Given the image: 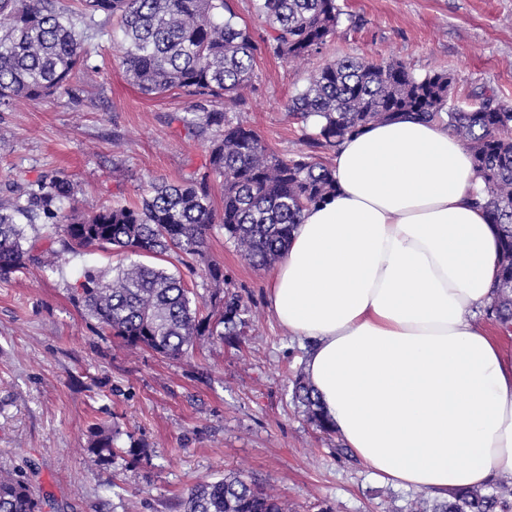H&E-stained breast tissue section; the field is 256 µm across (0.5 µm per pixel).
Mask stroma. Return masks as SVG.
I'll return each instance as SVG.
<instances>
[{
	"instance_id": "obj_1",
	"label": "stroma",
	"mask_w": 512,
	"mask_h": 512,
	"mask_svg": "<svg viewBox=\"0 0 512 512\" xmlns=\"http://www.w3.org/2000/svg\"><path fill=\"white\" fill-rule=\"evenodd\" d=\"M335 38L321 57L293 65L269 55L240 114L276 152L303 150L288 99L323 61L395 58L415 76L447 71L458 98L496 92L512 103V0H336ZM113 27L83 39L92 80L21 107L0 105V203L56 176L88 211L137 202L151 185L201 169L208 141L181 122L189 97L143 95L113 51ZM208 251L244 297L241 343H206L169 360L103 336L72 300L82 267L109 271L124 256L93 249L57 272L30 262L0 275V465L21 469L44 512H179L196 483L230 472L257 477L288 512H408L428 492L386 484L337 457L335 441L292 400L302 350L276 323L266 269L249 265L220 228ZM116 430L118 447L145 445L96 464L88 430Z\"/></svg>"
}]
</instances>
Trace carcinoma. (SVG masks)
Wrapping results in <instances>:
<instances>
[{
    "label": "carcinoma",
    "instance_id": "obj_1",
    "mask_svg": "<svg viewBox=\"0 0 512 512\" xmlns=\"http://www.w3.org/2000/svg\"><path fill=\"white\" fill-rule=\"evenodd\" d=\"M76 12L63 0H0V104L40 101L68 89L84 66L77 26L91 29L97 17L119 24L116 57L142 93L181 92L195 99L184 122L195 135L212 131L203 169L179 184H154L135 205L121 202L87 212L75 206L73 188L56 178L38 185L22 202L0 206V269L31 261L57 270L56 252L33 257L24 225L53 220L60 251L77 258L89 248H109L136 259L112 279L86 268L74 303L103 335L128 349H147L178 359L201 340L231 342L244 334L249 307L224 279V266L207 254L218 225L240 255L261 267L283 258L305 210L336 192L332 167L316 152L337 149L371 124L416 118L438 123L470 149L482 182L485 207L498 227L500 273L486 316L512 326V103L482 97L460 105L446 71L413 75L400 60L343 57L315 70L306 88L288 99L289 114L302 123L306 150L293 157L272 151L262 136L236 117L253 88L256 61L265 52L289 63L322 54L336 35V0H257L267 26L263 48L235 22L229 0H81ZM222 205L216 207L214 200ZM179 251L204 264L216 286L199 304L182 277L141 258L162 259ZM293 398L322 433H336L318 397L303 380ZM88 451L104 464L118 454L112 431L90 432ZM45 500L16 470L0 467V512H43ZM181 512H286L281 499L257 479L238 473L192 486ZM413 512H512V490L488 485L448 492V499L417 502Z\"/></svg>",
    "mask_w": 512,
    "mask_h": 512
}]
</instances>
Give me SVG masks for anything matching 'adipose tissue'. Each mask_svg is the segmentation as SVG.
<instances>
[{
  "label": "adipose tissue",
  "mask_w": 512,
  "mask_h": 512,
  "mask_svg": "<svg viewBox=\"0 0 512 512\" xmlns=\"http://www.w3.org/2000/svg\"><path fill=\"white\" fill-rule=\"evenodd\" d=\"M336 194L306 210L266 287L343 445L392 485L512 482V346L474 322L491 299L497 229L470 152L399 119L346 139Z\"/></svg>",
  "instance_id": "adipose-tissue-1"
}]
</instances>
